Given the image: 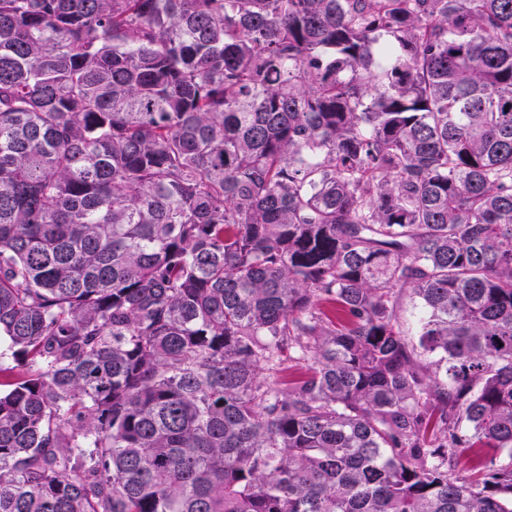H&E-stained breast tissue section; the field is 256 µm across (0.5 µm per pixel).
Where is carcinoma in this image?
I'll return each instance as SVG.
<instances>
[{"label":"carcinoma","instance_id":"carcinoma-1","mask_svg":"<svg viewBox=\"0 0 512 512\" xmlns=\"http://www.w3.org/2000/svg\"><path fill=\"white\" fill-rule=\"evenodd\" d=\"M0 343V512H512V0H0ZM419 301L412 294L411 290H403L401 292V304H400V320L404 326V329L408 331L409 338L416 339L415 334L416 322L419 313ZM488 452V448H464L457 460V474L460 477L470 474L484 462Z\"/></svg>","mask_w":512,"mask_h":512}]
</instances>
